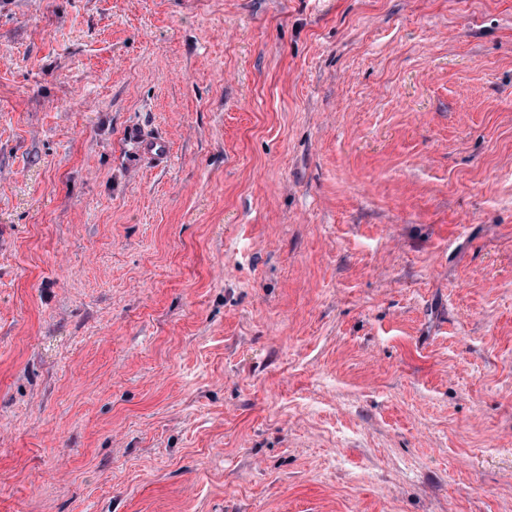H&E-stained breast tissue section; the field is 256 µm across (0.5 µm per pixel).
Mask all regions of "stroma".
Wrapping results in <instances>:
<instances>
[{
  "mask_svg": "<svg viewBox=\"0 0 512 512\" xmlns=\"http://www.w3.org/2000/svg\"><path fill=\"white\" fill-rule=\"evenodd\" d=\"M0 512H512V0H0Z\"/></svg>",
  "mask_w": 512,
  "mask_h": 512,
  "instance_id": "stroma-1",
  "label": "stroma"
}]
</instances>
